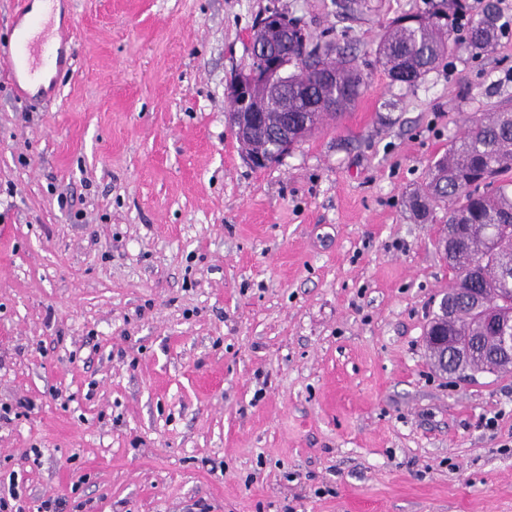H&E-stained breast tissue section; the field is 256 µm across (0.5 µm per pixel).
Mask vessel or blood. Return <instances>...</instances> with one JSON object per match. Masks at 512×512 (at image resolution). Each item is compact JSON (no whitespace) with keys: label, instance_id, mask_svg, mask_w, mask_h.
Returning a JSON list of instances; mask_svg holds the SVG:
<instances>
[{"label":"vessel or blood","instance_id":"1","mask_svg":"<svg viewBox=\"0 0 512 512\" xmlns=\"http://www.w3.org/2000/svg\"><path fill=\"white\" fill-rule=\"evenodd\" d=\"M45 13L34 15L29 0H19V14L25 20L14 40L0 47V65L13 79L25 83L36 81L43 72L71 69L75 59L69 27H55L53 9L57 0H44Z\"/></svg>","mask_w":512,"mask_h":512}]
</instances>
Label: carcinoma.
Returning a JSON list of instances; mask_svg holds the SVG:
<instances>
[{
  "label": "carcinoma",
  "instance_id": "1",
  "mask_svg": "<svg viewBox=\"0 0 512 512\" xmlns=\"http://www.w3.org/2000/svg\"><path fill=\"white\" fill-rule=\"evenodd\" d=\"M498 17L491 9L470 24L467 37L454 36L453 24L439 20V11L403 16L384 32L376 53L391 80L413 85L422 80L451 49L479 50L498 36ZM364 78L353 60L341 53L317 69L288 73V110L301 115L291 131L299 138L318 131L325 118H337L355 103ZM281 102L268 106L265 126L244 131L239 142L246 152L267 149L269 130L281 117ZM512 170V112H494L476 121L452 147L438 158L426 189L412 197L410 207L422 219L433 205L449 203L448 262L457 269L455 287L448 292V306L455 316L441 318L451 336L452 347H478V355L463 365L465 372L495 374L508 364L494 360V344L483 339L485 327L480 315L458 294L460 288H480L489 301L512 289V190L499 177Z\"/></svg>",
  "mask_w": 512,
  "mask_h": 512
}]
</instances>
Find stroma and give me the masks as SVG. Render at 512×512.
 I'll return each instance as SVG.
<instances>
[{
  "label": "stroma",
  "mask_w": 512,
  "mask_h": 512,
  "mask_svg": "<svg viewBox=\"0 0 512 512\" xmlns=\"http://www.w3.org/2000/svg\"><path fill=\"white\" fill-rule=\"evenodd\" d=\"M436 2L74 0L60 89L0 67V404L32 403L0 423L16 512H512V370L433 368L448 208L407 205L512 112V0H466L496 40L392 82L386 27ZM273 7L365 85L256 169L226 86Z\"/></svg>",
  "instance_id": "1"
}]
</instances>
